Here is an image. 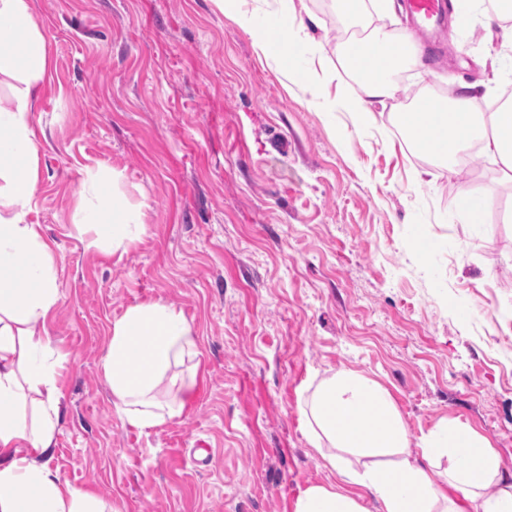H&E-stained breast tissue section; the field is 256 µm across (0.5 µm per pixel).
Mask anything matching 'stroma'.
Instances as JSON below:
<instances>
[{"label": "stroma", "mask_w": 512, "mask_h": 512, "mask_svg": "<svg viewBox=\"0 0 512 512\" xmlns=\"http://www.w3.org/2000/svg\"><path fill=\"white\" fill-rule=\"evenodd\" d=\"M307 7L327 51L361 28L336 0ZM32 8L50 58L30 219L59 295L38 325L60 392L51 469L112 512H294L307 487L342 485L298 410L341 370L388 392L411 458L456 419L512 468V179L478 153L448 174L405 123L417 99L464 84L477 107L501 102L511 21L475 0L365 123L259 55L213 0ZM99 165L144 222L124 250L74 222ZM149 301L191 323L200 368L182 415L140 430L102 364L113 322Z\"/></svg>", "instance_id": "1"}]
</instances>
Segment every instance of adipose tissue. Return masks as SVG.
Listing matches in <instances>:
<instances>
[{"label": "adipose tissue", "instance_id": "obj_1", "mask_svg": "<svg viewBox=\"0 0 512 512\" xmlns=\"http://www.w3.org/2000/svg\"><path fill=\"white\" fill-rule=\"evenodd\" d=\"M213 2L250 30L258 53L290 63V51L308 27L295 0H276L260 20L242 11V0ZM411 40L408 33L394 40L376 26L354 41L353 53H339L334 62L315 43L300 74L315 91L341 75L359 76L351 108L371 122L374 105L397 91L393 73L422 63L420 53L410 49ZM47 70L46 41L30 0H0V83L11 89L8 101L0 102V512H104L99 499L64 485L41 461L60 424L55 374L44 358L48 340L36 331L58 300L53 257L38 225L27 220L40 180L30 116ZM412 128L420 146L448 173H455L459 154L475 145L512 171V98L486 114L475 111L469 94L462 93L418 113ZM117 181V172L108 167L91 171L80 189L85 203L76 221L105 233L119 250L138 241L144 226ZM197 348L192 325L162 301L131 306L113 323L103 372L127 423L143 430L182 414L195 380L172 373L171 367L196 356ZM299 411L311 427L313 446L332 447L330 467L343 481L369 490L377 507L368 510L362 496L313 485L298 497L294 512H512V470L460 421L437 428L422 446L420 461H412L405 456L409 433L389 394L349 370L322 380ZM342 448L363 457L361 470L346 468L338 454ZM443 457L448 466L442 475L451 485L447 492L431 476ZM489 484L497 485L495 494H483Z\"/></svg>", "mask_w": 512, "mask_h": 512}]
</instances>
